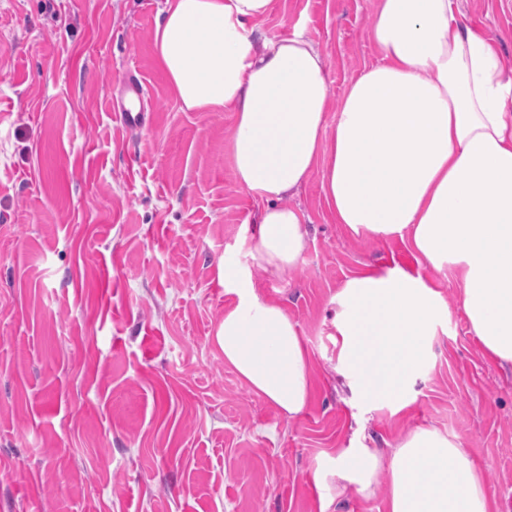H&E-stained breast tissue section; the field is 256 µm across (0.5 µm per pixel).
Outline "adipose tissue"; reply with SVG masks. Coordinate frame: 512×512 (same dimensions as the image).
<instances>
[{"instance_id": "obj_1", "label": "adipose tissue", "mask_w": 512, "mask_h": 512, "mask_svg": "<svg viewBox=\"0 0 512 512\" xmlns=\"http://www.w3.org/2000/svg\"><path fill=\"white\" fill-rule=\"evenodd\" d=\"M272 4L166 0L153 35L183 108L232 115L235 182L260 203L249 259L274 274L303 263L307 217L284 199L319 176L351 236L397 238L432 268L452 267L471 332L512 365V62L462 22L460 0H375L369 38L380 59L336 102L327 59L302 27L262 35ZM233 290L218 332L224 362L296 418L312 391L298 325L246 268ZM331 303L338 373L365 402L404 410L447 312L439 292L393 266L348 277ZM383 472L386 512H493L458 437L423 426L391 454L361 445L327 458L314 476L324 512L350 485L371 497Z\"/></svg>"}]
</instances>
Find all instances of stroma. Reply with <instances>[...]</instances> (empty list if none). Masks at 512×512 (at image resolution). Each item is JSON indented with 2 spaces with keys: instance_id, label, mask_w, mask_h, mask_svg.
<instances>
[{
  "instance_id": "35a3bbf8",
  "label": "stroma",
  "mask_w": 512,
  "mask_h": 512,
  "mask_svg": "<svg viewBox=\"0 0 512 512\" xmlns=\"http://www.w3.org/2000/svg\"><path fill=\"white\" fill-rule=\"evenodd\" d=\"M164 0H0V512H321L313 474L356 444L388 450L433 425L459 436L494 512H512V365L471 332L458 280L397 239L350 236L319 178L288 199L310 217L300 268L250 266L258 204L235 183L228 112L183 110L158 66ZM373 0H273L262 31L302 23L333 98L379 59ZM464 23L512 55V0H463ZM154 116L113 117L131 80ZM249 265L309 353L293 420L224 363L217 333ZM400 266L448 304L403 411L336 373L331 299L352 274Z\"/></svg>"
}]
</instances>
